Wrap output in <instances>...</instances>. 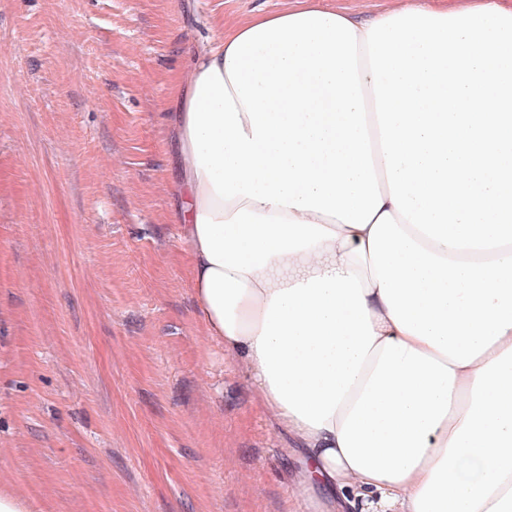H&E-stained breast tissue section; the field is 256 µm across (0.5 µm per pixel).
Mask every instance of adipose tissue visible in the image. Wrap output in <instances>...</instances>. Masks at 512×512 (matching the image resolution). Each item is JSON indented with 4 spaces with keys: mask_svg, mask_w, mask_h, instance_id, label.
<instances>
[{
    "mask_svg": "<svg viewBox=\"0 0 512 512\" xmlns=\"http://www.w3.org/2000/svg\"><path fill=\"white\" fill-rule=\"evenodd\" d=\"M370 27L289 0L193 57L170 127L198 317L361 512H512V244L400 221Z\"/></svg>",
    "mask_w": 512,
    "mask_h": 512,
    "instance_id": "1",
    "label": "adipose tissue"
}]
</instances>
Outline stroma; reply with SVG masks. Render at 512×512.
<instances>
[{"mask_svg":"<svg viewBox=\"0 0 512 512\" xmlns=\"http://www.w3.org/2000/svg\"><path fill=\"white\" fill-rule=\"evenodd\" d=\"M284 0H0V489L43 512H328L197 317L167 114Z\"/></svg>","mask_w":512,"mask_h":512,"instance_id":"1","label":"stroma"}]
</instances>
